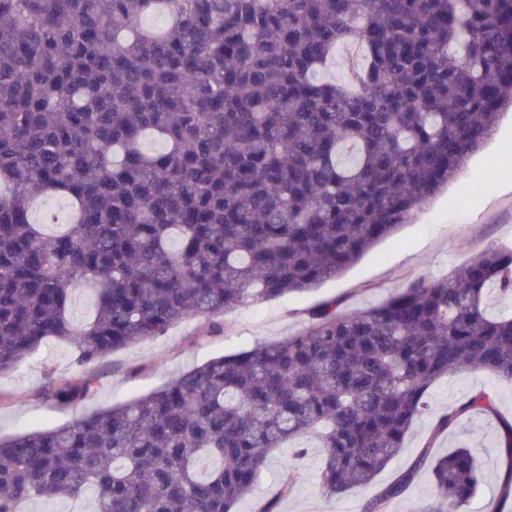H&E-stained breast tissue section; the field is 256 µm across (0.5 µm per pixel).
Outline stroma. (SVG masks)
Masks as SVG:
<instances>
[{
    "mask_svg": "<svg viewBox=\"0 0 512 512\" xmlns=\"http://www.w3.org/2000/svg\"><path fill=\"white\" fill-rule=\"evenodd\" d=\"M512 143V115L503 117L487 145L471 156L459 177L449 184L416 219L369 250L344 274L301 295L248 304L215 316L190 318L157 336L117 350L86 366L95 391L86 408L106 407L138 398L175 379L182 372L221 356L276 342L303 331L309 311L323 300L339 297L351 308L384 302L409 279L424 275L442 279L491 247H512V190H501L498 177L512 172L503 156ZM486 187L473 189L476 177ZM76 367L69 345L50 341L28 357L17 371L0 377V435L57 427L71 421L77 408L49 400L52 381L73 377ZM496 391L497 417L471 414L442 437L438 453L465 447L482 464V487L460 512H491L497 505L501 419L512 420V385L480 370L445 377L429 390L428 411L416 421L401 453L373 482L361 489L332 496L319 482L317 449L299 462L291 491L279 501V512H363L375 497L406 470L420 451L434 419L449 405L466 400L479 389Z\"/></svg>",
    "mask_w": 512,
    "mask_h": 512,
    "instance_id": "35a3bbf8",
    "label": "stroma"
}]
</instances>
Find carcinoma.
<instances>
[{"instance_id": "obj_1", "label": "carcinoma", "mask_w": 512, "mask_h": 512, "mask_svg": "<svg viewBox=\"0 0 512 512\" xmlns=\"http://www.w3.org/2000/svg\"><path fill=\"white\" fill-rule=\"evenodd\" d=\"M161 15L164 25L149 19ZM356 44V73L327 76ZM512 107V0H0V375L50 340L84 367L190 316L300 294L411 220ZM65 199L50 231L34 200ZM93 315L69 317L72 288ZM512 248L416 277L385 302L329 298L302 332L215 357L130 402L0 439V512H234L291 448L321 450L330 494L370 484L440 379L512 382ZM81 375L51 384L67 405ZM496 394L448 406L412 466L369 500L387 512L430 466L459 512L481 470L434 453ZM512 500V422H502ZM295 480L255 512H279Z\"/></svg>"}]
</instances>
